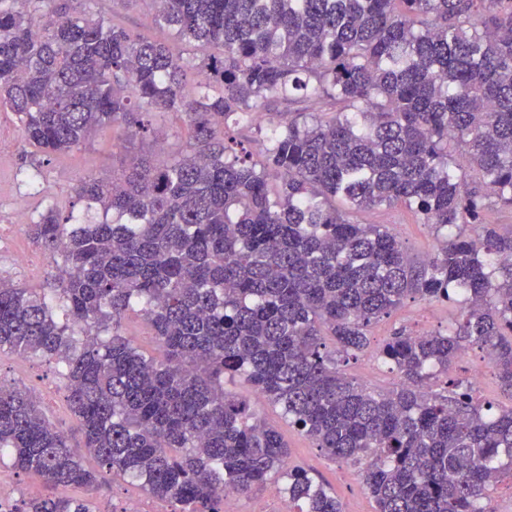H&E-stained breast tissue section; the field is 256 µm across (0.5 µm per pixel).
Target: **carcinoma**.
Wrapping results in <instances>:
<instances>
[{
  "instance_id": "obj_1",
  "label": "carcinoma",
  "mask_w": 512,
  "mask_h": 512,
  "mask_svg": "<svg viewBox=\"0 0 512 512\" xmlns=\"http://www.w3.org/2000/svg\"><path fill=\"white\" fill-rule=\"evenodd\" d=\"M79 2L0 0V107L48 158L115 126L144 134L155 112L185 116L190 151L120 183L86 178L81 212L27 225L66 275L38 289L0 277V354L58 365L80 436L0 383V467L47 483L14 512H95L67 489L114 477L172 512H220L271 480L296 512H343L225 388L238 376L332 459L367 460L375 512H491L512 406L430 380L476 346L512 394V229L483 223L491 205L512 210V0H154L167 32L152 39ZM170 33L222 48L194 86ZM276 100L313 108L259 139L257 164L231 129ZM392 205L443 232L430 260L349 219ZM410 296L459 317L385 341L397 388L349 378L369 328ZM131 313L162 357L123 333Z\"/></svg>"
}]
</instances>
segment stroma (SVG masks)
<instances>
[{
  "label": "stroma",
  "instance_id": "obj_1",
  "mask_svg": "<svg viewBox=\"0 0 512 512\" xmlns=\"http://www.w3.org/2000/svg\"><path fill=\"white\" fill-rule=\"evenodd\" d=\"M89 7L94 16L121 24L141 37L151 39L161 32L152 0H91ZM187 148L183 117L156 114L152 117L150 134L132 135L115 127L67 155L48 160L35 146L24 141L14 112L0 107V277L23 288L45 287L57 264L27 234V224L38 220L40 214L51 207L64 215L81 210L75 189L87 177L117 180L135 164L168 161ZM36 170L42 176V190L38 193L28 183L29 174ZM351 219L360 224L391 225L416 260H425L437 249L435 228L423 223L420 215L404 206L358 211L352 213ZM19 250L29 255L26 266L13 264V256ZM458 313V306L447 302L406 300L390 316L372 326L368 350L345 365V373L367 388L392 390L399 384L400 377L378 361V347L397 328L414 332L424 328L442 330ZM0 382L26 387L37 397L51 422L65 431H73L75 418L55 364L41 358L5 353L0 355ZM230 387L254 397L266 425L276 429L287 444L289 467L307 470L322 481L339 499L343 512H374V503L359 467L325 455L308 437L289 426L279 407L255 397L253 388L245 381L234 380Z\"/></svg>",
  "mask_w": 512,
  "mask_h": 512
}]
</instances>
